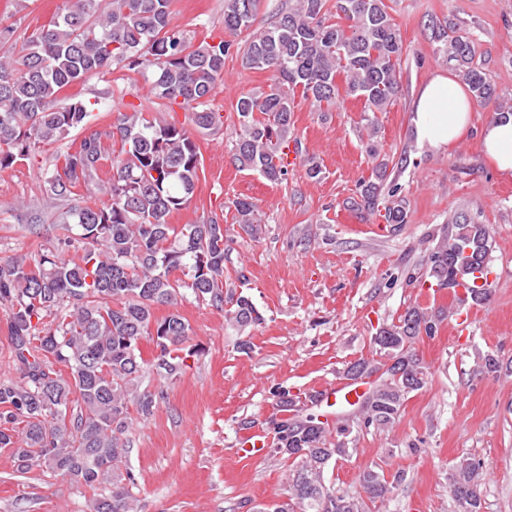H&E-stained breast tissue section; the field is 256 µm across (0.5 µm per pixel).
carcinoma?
<instances>
[{
	"mask_svg": "<svg viewBox=\"0 0 512 512\" xmlns=\"http://www.w3.org/2000/svg\"><path fill=\"white\" fill-rule=\"evenodd\" d=\"M290 0L267 27L255 30L259 0H224V32L248 33L242 64L271 70L267 92L241 96L236 103L240 133L235 140L238 167L279 183L288 174L285 149L292 126L291 93L317 107L336 102V83L365 101L364 111L384 112L401 88L404 51L399 28L385 0ZM173 0H62L57 14L20 45H7L0 30V171L29 157L43 144L82 128L93 104L58 100L59 92L114 65L147 76L151 91L186 111L185 124L160 121L139 111L119 112L103 131L83 137L63 156L47 179L54 199L89 183L103 159L102 139L119 145L112 158L110 203L102 208L73 206L62 217L58 237L32 255L0 259V303L11 311L9 326L18 377L0 380V448H8L16 470L35 468L93 490L90 512H136L134 477L126 465L128 431L135 408L146 421L157 397L142 388L147 364L138 348L151 337L154 366L173 380L182 373L189 325L172 313L159 320L157 305L175 306L189 291L224 311L242 329L262 323L249 297L224 291V261L230 251L224 224L211 218L178 229L168 217L194 194L200 156L190 129L211 131L223 124L210 101L224 81V61L233 43L193 44L171 25ZM435 51L453 65L473 98L498 99L495 85L475 62L476 42L450 18L429 22ZM389 161H380L375 179L361 184L351 207L374 212ZM384 219L406 223L407 201L391 190ZM234 223L249 237L262 234L257 206L247 198L232 202ZM83 244L78 260L67 259L60 244L69 233ZM488 230L460 215L428 257L437 286L466 300L490 301L492 288L474 287L477 266L490 263ZM182 277L173 279L172 273ZM231 307L224 308V303ZM444 310L407 309L398 322L372 337L379 358L350 363L346 379L375 376L377 384L359 405L370 425L387 428L400 415L406 397L426 384L416 344L434 335ZM282 419L272 421L274 452L293 459L284 512H365L366 501H383L403 479L369 468L360 475L367 500L335 495L325 485L331 462L352 452L349 427L331 431L314 414H301L304 398L281 386L272 392ZM459 512H480L483 473L468 458L449 473Z\"/></svg>",
	"mask_w": 512,
	"mask_h": 512,
	"instance_id": "1",
	"label": "carcinoma"
}]
</instances>
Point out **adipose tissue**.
<instances>
[{
  "instance_id": "obj_1",
  "label": "adipose tissue",
  "mask_w": 512,
  "mask_h": 512,
  "mask_svg": "<svg viewBox=\"0 0 512 512\" xmlns=\"http://www.w3.org/2000/svg\"><path fill=\"white\" fill-rule=\"evenodd\" d=\"M474 100L452 76L437 74L414 94L411 125L418 142L435 150L457 143L468 130ZM482 152L499 173L512 176V116L486 124Z\"/></svg>"
}]
</instances>
